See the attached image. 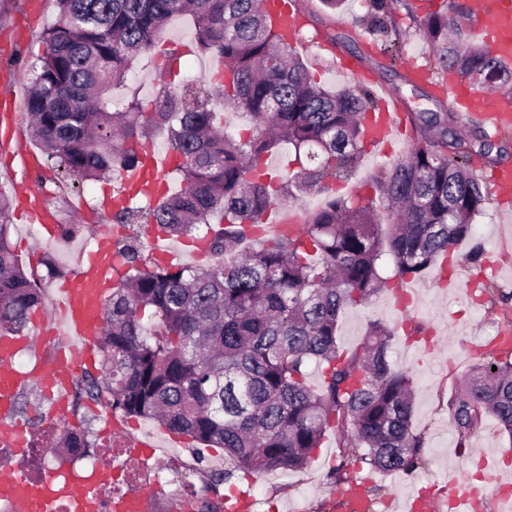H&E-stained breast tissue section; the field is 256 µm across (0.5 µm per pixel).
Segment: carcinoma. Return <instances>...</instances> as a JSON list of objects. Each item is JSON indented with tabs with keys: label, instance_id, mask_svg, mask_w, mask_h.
I'll return each instance as SVG.
<instances>
[{
	"label": "carcinoma",
	"instance_id": "cac0c4a2",
	"mask_svg": "<svg viewBox=\"0 0 512 512\" xmlns=\"http://www.w3.org/2000/svg\"><path fill=\"white\" fill-rule=\"evenodd\" d=\"M56 2L58 18L44 30L24 99L44 166L79 183L121 176L146 167L145 143L161 133L182 159L178 191L155 204L136 205L138 195L120 202L114 223L153 224L170 237L203 226L220 254L248 241V229L294 192L326 193L298 235L257 240L232 264L149 265L134 244L115 253L125 270L103 303L98 366L82 371L78 396L224 449L230 467L204 472L193 512H225L224 485L236 471L261 477L308 466L332 419L344 457L330 472L335 484L346 481L354 457L383 474L422 468L413 380L389 358L393 331L374 322L363 347L345 352L338 321L382 290L384 252L400 277L415 280L473 239L485 196L470 163L476 152L489 157L490 137L480 129L461 135L450 111L409 113L416 132L409 152L375 179L393 218L384 238L374 202L337 196L327 185L362 152L373 92L317 84L264 0ZM370 7L368 33L391 41V50L404 14L442 70L512 96V62L477 40L466 24L470 4L447 0L421 16L411 0H370ZM184 14L194 21L197 54L214 67L198 80L164 83L144 101L124 76ZM116 87L125 93L114 111ZM229 110L250 118L247 135L226 130ZM281 145L294 149L298 169L273 179L260 160ZM46 204L63 235L74 234L69 200ZM10 209L0 192V335L21 336L30 334L46 283L64 271L50 256L41 260L43 274L19 265ZM311 360L321 368L317 391L307 384ZM448 416L462 441L487 417L512 440V358L494 349L475 357L448 398ZM53 445L70 455L93 447L87 432L67 427Z\"/></svg>",
	"mask_w": 512,
	"mask_h": 512
}]
</instances>
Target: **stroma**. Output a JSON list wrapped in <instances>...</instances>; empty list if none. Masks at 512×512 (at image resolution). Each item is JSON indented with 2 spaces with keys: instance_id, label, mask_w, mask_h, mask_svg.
Returning a JSON list of instances; mask_svg holds the SVG:
<instances>
[{
  "instance_id": "1",
  "label": "stroma",
  "mask_w": 512,
  "mask_h": 512,
  "mask_svg": "<svg viewBox=\"0 0 512 512\" xmlns=\"http://www.w3.org/2000/svg\"><path fill=\"white\" fill-rule=\"evenodd\" d=\"M369 0H345L340 13L327 10L321 0H295V6L307 19L305 42L297 52L313 73L315 80L328 89L350 87L370 88L387 94L403 112L411 110H438L442 98L443 76L432 63V55L421 33L409 19H402L404 36L401 56L389 61L378 43L365 32V16ZM58 9L54 0H0V99L10 94L24 95L28 68L44 52L42 34L56 22ZM194 27L189 17L175 18L167 27L164 46L171 58L166 68L156 67L154 55L142 57L128 74L130 85L147 96L165 82L194 79L199 57L193 51ZM354 65L356 76L341 73L343 64ZM425 71L416 86L405 83L411 68ZM494 144L502 150L496 164L473 157L471 167L488 199L481 212L473 219L475 241L482 244L488 260L497 261L501 269L496 276L487 277V285L502 291H512V254L503 256L499 250L504 237L512 235V212L507 211L495 192L492 174L497 167H512V139L495 137ZM410 140L392 142L389 147L362 153L357 166L344 178L330 181L333 192L358 195L363 200L378 198L374 180L394 161L405 156ZM113 182L83 184L70 194L72 206L82 207L78 219L83 229L76 235L46 241L45 225L28 224L25 208L14 200L10 211L12 250L23 267L39 265L44 256H52L64 269L66 276L77 270V255L86 253L98 227L111 225V217L99 213L97 206L103 194L111 192ZM380 274L386 278L385 289L365 304L345 309L339 320L338 341L341 349L352 351L362 347L370 323L379 321L395 327L391 359L394 365L408 371L413 378L415 392L414 425L425 439L424 466L415 475H385L372 470L359 460L347 466L349 482L361 494L375 498L373 512H386L389 498L404 499L413 495L428 498L436 512H447L448 487L444 480L448 472L469 473L480 457L494 459L498 449L507 447L511 440L503 435L493 419L483 425L467 440H459L449 422L447 401L452 389L464 378L474 362L470 344L496 336L500 327L512 316V301L483 302L471 306L465 293L448 295L436 282V269L411 281L415 303L401 308L392 291L400 280L391 254L380 261ZM419 324L428 330V347L411 348L404 330L407 324ZM65 426L83 429L96 440L111 436L116 440L149 444L167 438L168 433L156 422L131 418L121 430L107 431L106 422L112 419L110 408L85 403L79 412L60 406ZM198 460L200 467L220 468L224 465V451L206 448L187 441L167 453L150 455L148 461L128 458L126 468L140 470L149 464L158 471H167L176 458ZM341 461L334 434H327L316 449L312 463L300 470L274 473L260 478L236 472L231 488L247 492L256 502L258 512H346L337 486L331 483L329 473Z\"/></svg>"
}]
</instances>
